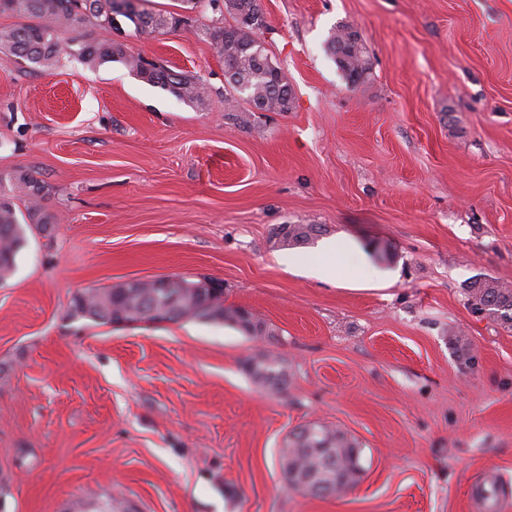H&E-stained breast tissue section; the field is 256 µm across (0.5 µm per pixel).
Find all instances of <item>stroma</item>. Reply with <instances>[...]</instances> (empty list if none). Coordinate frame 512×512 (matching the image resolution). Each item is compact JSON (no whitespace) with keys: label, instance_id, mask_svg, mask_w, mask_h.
I'll return each instance as SVG.
<instances>
[{"label":"stroma","instance_id":"1","mask_svg":"<svg viewBox=\"0 0 512 512\" xmlns=\"http://www.w3.org/2000/svg\"><path fill=\"white\" fill-rule=\"evenodd\" d=\"M287 112H246L204 35H138L129 52L200 75L202 105L119 62L34 69L0 50V179L30 171L55 220L0 284V512H481L512 494V327L467 284H512V0H260ZM361 34L369 79L326 53ZM285 224H318L288 247ZM336 258L373 281L309 275ZM303 255L288 269L283 258ZM222 281L223 322L100 325L75 295L135 279ZM278 355L288 385L254 383ZM317 423L361 451L342 496L283 487L289 434ZM244 368L259 385L280 390L288 384V371L279 356L265 355L255 362L248 359Z\"/></svg>","mask_w":512,"mask_h":512}]
</instances>
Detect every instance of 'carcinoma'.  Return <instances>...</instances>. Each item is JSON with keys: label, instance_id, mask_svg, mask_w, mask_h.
Wrapping results in <instances>:
<instances>
[{"label": "carcinoma", "instance_id": "cac0c4a2", "mask_svg": "<svg viewBox=\"0 0 512 512\" xmlns=\"http://www.w3.org/2000/svg\"><path fill=\"white\" fill-rule=\"evenodd\" d=\"M224 2L231 21L207 29L224 66L234 71L227 81L232 91L248 105H260L267 112H286L293 92L281 68L268 55L259 34L267 21L256 0H181L186 9L200 4ZM142 0H0V10L16 14L21 22L0 30V49L34 68L54 64L73 49L84 63L96 66L120 61L143 82L159 87L178 99L200 104L209 87L197 75L173 71L159 63H148L131 54L127 46L112 39L117 18L126 19L134 32L152 35L178 31L189 25V18L174 11L150 12ZM74 34L68 41L60 33ZM352 28L338 26L329 36L327 51L346 79L355 84L368 78L371 64L364 40L351 38ZM9 192L0 194V282L7 281L16 268L17 256L27 241V231L35 226L43 231L52 216L42 205L45 186L29 173L12 178ZM26 198L25 213L16 200ZM321 233L317 224H286L279 232L280 242L289 246L306 245ZM189 280L170 278L168 287L157 288L152 281H131L111 288L90 290L75 296L73 312L98 324L117 319L154 323L163 312L169 322L192 319L221 320L247 333L259 334L264 325L250 313L224 307L209 288H188ZM471 309L512 326V286L492 278L472 281L466 288ZM245 370L262 386L277 390L288 384L284 361L265 355L245 363ZM283 485L316 498L336 496L357 485L363 474L360 450L343 433L310 424L294 430L280 450Z\"/></svg>", "mask_w": 512, "mask_h": 512}]
</instances>
